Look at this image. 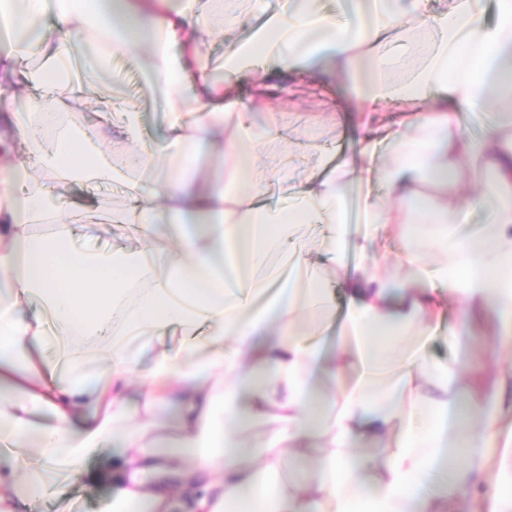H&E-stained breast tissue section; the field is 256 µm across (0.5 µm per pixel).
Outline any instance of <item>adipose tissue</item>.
I'll return each mask as SVG.
<instances>
[{
    "label": "adipose tissue",
    "instance_id": "ef3b65f1",
    "mask_svg": "<svg viewBox=\"0 0 512 512\" xmlns=\"http://www.w3.org/2000/svg\"><path fill=\"white\" fill-rule=\"evenodd\" d=\"M241 0H0V112L17 109L16 88L43 84L88 57L99 69L141 51L151 83L165 95V132L145 142L141 113L129 107L121 134L137 148L129 160L137 192L129 206L139 244L134 265L108 253H78L77 228L35 168L88 165L112 177L101 144L65 136L73 92L58 87L31 100L29 121L0 132V512H19L32 491L59 488L57 462L80 476L106 450L117 484L108 512H455L454 498L477 479L452 464L470 448L498 443L500 419L473 396L471 379L430 362L416 341L437 328L448 300L466 316L503 320L501 350L512 352V0H497L487 24L476 0H349L332 15L322 0H278L261 11L250 36L224 49V75L194 72L199 34L217 14L236 15ZM125 10L134 26L116 24ZM431 33L414 43L391 74L384 47L403 27ZM342 76L362 114L359 157L378 164L387 200L366 199L374 232L401 242L410 275L392 287L378 258L342 281L345 312L334 350L321 333L334 294L310 275L293 248L301 228L326 224L335 257L367 254L349 242L348 158L305 187L263 172L266 145L287 128L265 90L248 100L244 78ZM399 105L405 118L379 131L376 112ZM483 104L497 120L480 138L462 131L463 114ZM265 125L250 122L252 113ZM223 147L224 174L200 189L195 165L204 145ZM481 154L495 178L459 194L458 176ZM468 209L491 212L477 230L459 224ZM52 225L33 236L34 223ZM167 237L173 248L155 247ZM296 278L269 291L260 276L272 257ZM41 313L26 319L23 308ZM143 337L125 348L112 332ZM182 329L178 351L168 331ZM104 349L112 369L93 383L75 359L61 362L53 337ZM209 358L192 364L200 347ZM321 367L331 383L317 391ZM137 388V400L128 391ZM177 413L175 439L158 434L161 409ZM52 423L38 425L39 416ZM139 416L137 428L128 421ZM386 445L385 456L366 453ZM313 463L315 481L287 480L285 458ZM433 491H425L426 482Z\"/></svg>",
    "mask_w": 512,
    "mask_h": 512
}]
</instances>
